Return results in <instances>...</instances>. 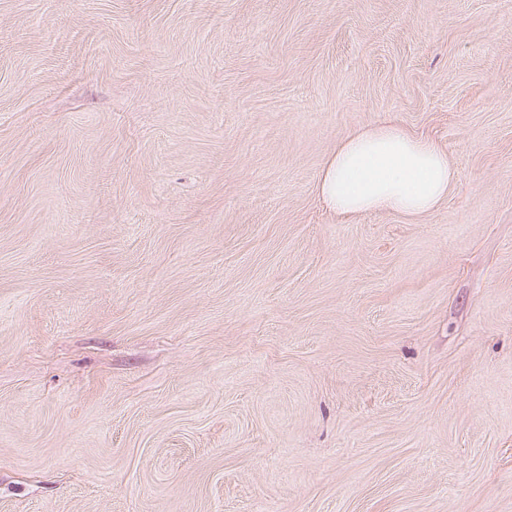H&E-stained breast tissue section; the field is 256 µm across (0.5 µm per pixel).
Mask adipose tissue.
I'll return each instance as SVG.
<instances>
[{
	"mask_svg": "<svg viewBox=\"0 0 512 512\" xmlns=\"http://www.w3.org/2000/svg\"><path fill=\"white\" fill-rule=\"evenodd\" d=\"M455 183L447 150L384 122L347 133L324 160L315 184L321 205L351 219L391 212L418 220L444 202Z\"/></svg>",
	"mask_w": 512,
	"mask_h": 512,
	"instance_id": "1",
	"label": "adipose tissue"
}]
</instances>
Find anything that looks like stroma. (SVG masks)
<instances>
[{
  "label": "stroma",
  "instance_id": "stroma-1",
  "mask_svg": "<svg viewBox=\"0 0 512 512\" xmlns=\"http://www.w3.org/2000/svg\"><path fill=\"white\" fill-rule=\"evenodd\" d=\"M0 512H512V0H0ZM454 183L444 147L384 122L347 133L324 160L314 190L345 219L391 212L415 221L444 202Z\"/></svg>",
  "mask_w": 512,
  "mask_h": 512
}]
</instances>
